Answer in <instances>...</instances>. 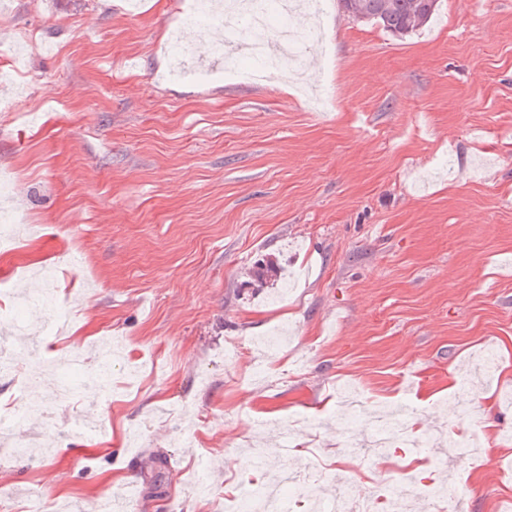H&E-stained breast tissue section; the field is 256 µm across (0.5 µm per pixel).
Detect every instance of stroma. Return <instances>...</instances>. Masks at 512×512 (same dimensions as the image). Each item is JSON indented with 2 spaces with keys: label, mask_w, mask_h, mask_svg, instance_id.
I'll return each instance as SVG.
<instances>
[{
  "label": "stroma",
  "mask_w": 512,
  "mask_h": 512,
  "mask_svg": "<svg viewBox=\"0 0 512 512\" xmlns=\"http://www.w3.org/2000/svg\"><path fill=\"white\" fill-rule=\"evenodd\" d=\"M218 15L0 0V414L28 412L0 445V512H95L120 488L135 512H224L286 468L328 500L340 476L367 492L337 444L346 383L363 450L380 412L442 444L493 422L477 456L390 473L512 512V0H440L404 37L338 0L273 13L322 30L292 84L248 80ZM102 337L108 390L54 399L50 364ZM78 415L96 432L71 434Z\"/></svg>",
  "instance_id": "stroma-1"
}]
</instances>
